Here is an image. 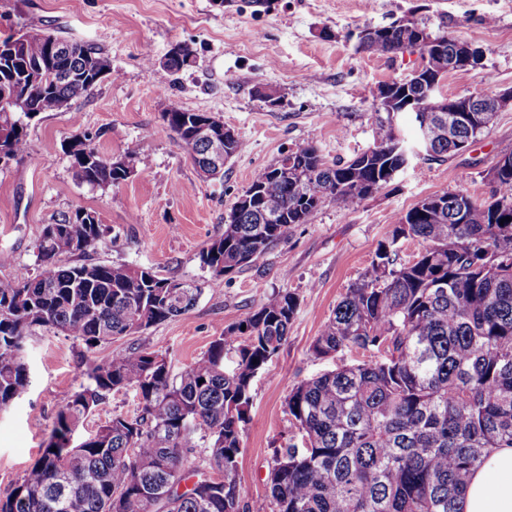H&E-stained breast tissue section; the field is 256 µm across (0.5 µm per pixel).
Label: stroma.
Listing matches in <instances>:
<instances>
[{
    "label": "stroma",
    "mask_w": 512,
    "mask_h": 512,
    "mask_svg": "<svg viewBox=\"0 0 512 512\" xmlns=\"http://www.w3.org/2000/svg\"><path fill=\"white\" fill-rule=\"evenodd\" d=\"M408 18L483 52L478 67L443 79L442 95L512 89V0H269L259 9L250 0H0V34L54 30L102 52L114 71L67 109L41 114L29 129L28 156L0 168V275L35 268L44 224L85 208L110 229L109 243L85 262L150 267L204 288L188 312L92 353L61 332L27 336L30 385L0 414V498L40 457L58 411L94 365L135 344L165 354L180 373L244 312L287 289L298 295L299 309L278 354L253 380L237 474L245 502L264 498L273 448L290 430L291 386L361 357L348 351L321 358L311 346L378 244L428 196L488 197L489 169L512 153L511 106L467 151L442 161L414 157L356 207L325 201L310 223L235 274L217 279L201 267L199 251L223 234L237 197L282 153L313 145L333 163L373 147L379 85L409 75L420 58L409 50L369 53L356 34ZM178 43L193 48L196 62L173 74L163 61ZM269 91L275 101L266 99ZM172 106L212 113L245 141L225 163L223 181L202 180L173 139L162 120ZM87 131L115 156L138 144L128 181L101 189L76 178L65 144Z\"/></svg>",
    "instance_id": "1"
}]
</instances>
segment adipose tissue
Listing matches in <instances>:
<instances>
[{
  "label": "adipose tissue",
  "mask_w": 512,
  "mask_h": 512,
  "mask_svg": "<svg viewBox=\"0 0 512 512\" xmlns=\"http://www.w3.org/2000/svg\"><path fill=\"white\" fill-rule=\"evenodd\" d=\"M465 512H512V448H494L470 478Z\"/></svg>",
  "instance_id": "obj_1"
}]
</instances>
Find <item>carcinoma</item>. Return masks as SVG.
<instances>
[{
  "instance_id": "cac0c4a2",
  "label": "carcinoma",
  "mask_w": 512,
  "mask_h": 512,
  "mask_svg": "<svg viewBox=\"0 0 512 512\" xmlns=\"http://www.w3.org/2000/svg\"><path fill=\"white\" fill-rule=\"evenodd\" d=\"M395 24L365 50L401 52ZM32 37L21 53L0 52V153L4 164L27 156L29 122L60 112L100 82L110 66L96 49L54 32ZM53 41L54 72L37 75ZM194 51L167 62L177 74ZM27 92L17 112L6 92ZM386 113L377 142L346 162L328 164L313 145L297 149L286 173L261 169L224 219V233L202 248V266L229 276L308 224L322 204L351 208L403 168L408 143ZM207 112H164L173 138L201 178L224 179L194 139ZM467 124L430 112L432 160L481 135L482 113ZM98 135L69 140L66 153L79 179L118 187L134 171L138 149L121 157L102 151ZM99 214L77 208L43 226L37 268L0 276V410L27 389L25 338L36 329L62 332L86 351L146 331L194 306L195 281L162 277L149 267L59 263L106 243ZM422 249L399 261V242ZM299 308L282 290L244 313L179 375L166 355L131 347L88 373L89 383L58 411L43 452L0 499V512H248L237 482L251 383L278 353ZM375 349L381 358L344 364L296 382L287 409L296 435L273 450L263 512H464L471 472L492 448H512V166L498 168L489 197L431 195L400 216L379 244L362 279L347 288L312 345L318 357ZM236 357L233 370L224 357ZM133 390L137 412L114 414L80 442L83 420L111 394Z\"/></svg>"
}]
</instances>
